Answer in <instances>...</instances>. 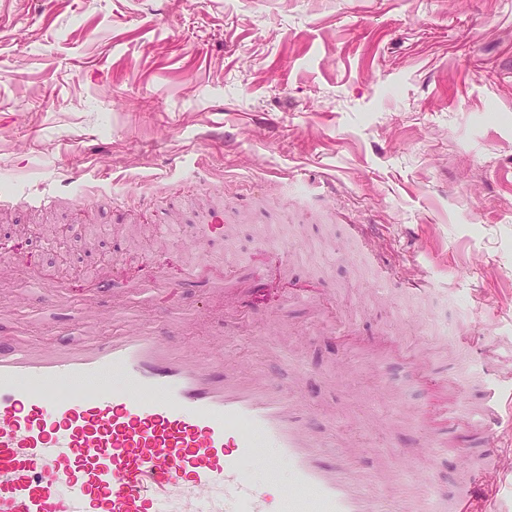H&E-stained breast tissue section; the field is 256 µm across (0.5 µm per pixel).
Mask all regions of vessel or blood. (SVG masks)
Wrapping results in <instances>:
<instances>
[{"instance_id":"vessel-or-blood-1","label":"vessel or blood","mask_w":512,"mask_h":512,"mask_svg":"<svg viewBox=\"0 0 512 512\" xmlns=\"http://www.w3.org/2000/svg\"><path fill=\"white\" fill-rule=\"evenodd\" d=\"M136 288L177 307L176 282L150 272ZM359 348L394 355L397 337ZM424 423L457 413L448 385L423 375ZM305 393L230 367L223 351L187 355L147 325L44 346L0 335V512H380L389 468L368 477L358 451L315 432ZM486 468L460 483L449 512L512 503V387L488 384L470 414Z\"/></svg>"}]
</instances>
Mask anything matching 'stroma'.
Masks as SVG:
<instances>
[{"instance_id":"obj_1","label":"stroma","mask_w":512,"mask_h":512,"mask_svg":"<svg viewBox=\"0 0 512 512\" xmlns=\"http://www.w3.org/2000/svg\"><path fill=\"white\" fill-rule=\"evenodd\" d=\"M0 24V238L32 227L8 259L17 310L0 330L57 339L25 282L37 270L91 290L88 235L121 271L99 298L106 335L115 301L155 315L153 297L123 285L148 267L261 270L280 250L281 274L246 284L237 311L180 286L178 312L196 326L176 349L220 333L237 365L304 383L320 433L359 445L357 469L397 463L382 512L421 494L422 469L454 494L477 460L468 414L483 377L512 382V0H0ZM63 170L69 191L29 206ZM191 179V194L165 198ZM340 209L372 225L374 259ZM42 222L71 225L67 265ZM378 260L394 279L378 278ZM304 285L360 336L398 337L401 355L333 340L330 315L289 300ZM423 369L458 388L460 451L401 460L442 434L414 415L431 398Z\"/></svg>"}]
</instances>
